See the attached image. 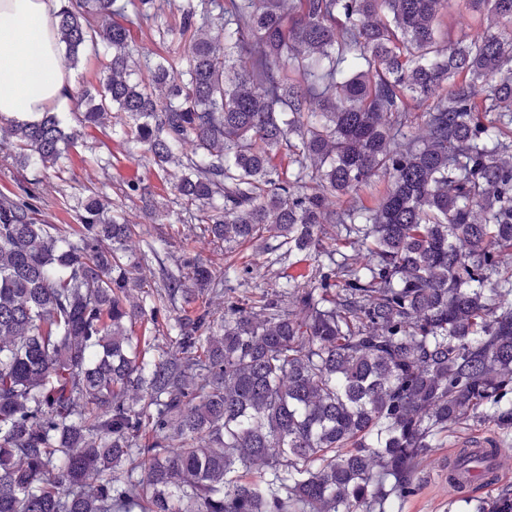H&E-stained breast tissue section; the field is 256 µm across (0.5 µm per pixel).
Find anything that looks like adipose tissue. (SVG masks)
Listing matches in <instances>:
<instances>
[{
  "mask_svg": "<svg viewBox=\"0 0 512 512\" xmlns=\"http://www.w3.org/2000/svg\"><path fill=\"white\" fill-rule=\"evenodd\" d=\"M63 0H0V118L66 109L72 84L55 36Z\"/></svg>",
  "mask_w": 512,
  "mask_h": 512,
  "instance_id": "ef3b65f1",
  "label": "adipose tissue"
}]
</instances>
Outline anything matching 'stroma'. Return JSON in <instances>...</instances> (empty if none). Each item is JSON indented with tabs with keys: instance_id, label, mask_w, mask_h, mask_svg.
<instances>
[{
	"instance_id": "1",
	"label": "stroma",
	"mask_w": 512,
	"mask_h": 512,
	"mask_svg": "<svg viewBox=\"0 0 512 512\" xmlns=\"http://www.w3.org/2000/svg\"><path fill=\"white\" fill-rule=\"evenodd\" d=\"M84 145L70 159V165L63 178H50L44 181L41 194L43 210L56 224L69 223V216L57 206L60 196H67L71 203H78L91 192L101 191L111 199L123 203L133 222L147 227L152 235L172 237L173 241L187 240L193 251L211 265L216 272H223L225 265H248L245 289L250 293H260L274 287L279 276L292 271L311 269L315 260L305 257L296 267L281 264L269 266L268 256L259 247L244 243L225 251L200 238L194 225L155 224L139 211L137 199L123 196L122 188L126 181L140 178L151 186L157 200L165 207L172 208L174 194L167 176L149 165L143 154L130 150L113 137L108 126L87 127L81 131ZM108 156L112 165L108 170L99 169L92 161L93 156ZM464 448H492L496 454L491 460L495 479L486 484L474 482L470 488L459 491L448 485V467ZM512 488V431H503L492 421H467L442 435L429 452L423 464L422 482L410 496L389 497L387 512H460L464 500L486 498L500 489Z\"/></svg>"
}]
</instances>
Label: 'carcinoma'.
I'll return each instance as SVG.
<instances>
[{
    "label": "carcinoma",
    "mask_w": 512,
    "mask_h": 512,
    "mask_svg": "<svg viewBox=\"0 0 512 512\" xmlns=\"http://www.w3.org/2000/svg\"><path fill=\"white\" fill-rule=\"evenodd\" d=\"M467 5L477 31L452 40L448 0H65L64 67L97 62L81 126L111 115L176 167V220L212 244L328 263L235 296L245 268L162 237L127 253L134 225L96 192L60 201L76 228L50 224L41 178L80 132L0 119L33 173L0 193V512H386L448 429L512 430V0ZM145 28L168 56L139 49ZM376 178L371 204L327 206ZM123 194L156 213L143 181ZM177 302L147 356L126 322ZM487 462L455 464L490 484ZM471 512H512V489Z\"/></svg>",
    "instance_id": "1"
}]
</instances>
